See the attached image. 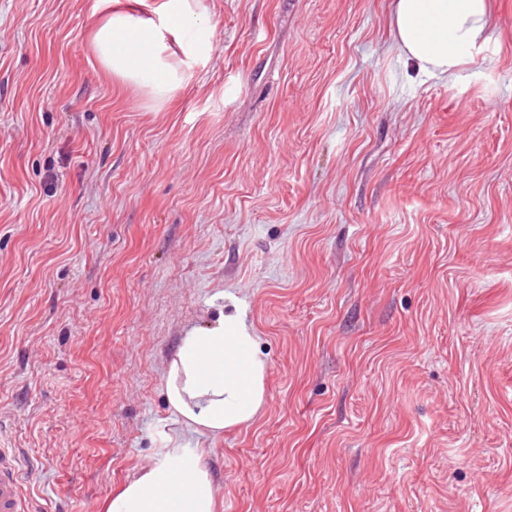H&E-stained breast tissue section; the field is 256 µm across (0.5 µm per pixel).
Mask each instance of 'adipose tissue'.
I'll return each mask as SVG.
<instances>
[{
    "label": "adipose tissue",
    "mask_w": 512,
    "mask_h": 512,
    "mask_svg": "<svg viewBox=\"0 0 512 512\" xmlns=\"http://www.w3.org/2000/svg\"><path fill=\"white\" fill-rule=\"evenodd\" d=\"M492 20L490 0H395L398 56L426 77L452 81L480 47ZM214 25L201 0H125L108 9L92 43L102 68L147 90L159 105L175 100L198 60L212 50ZM267 361L241 311L218 312L188 328L167 363L170 413L192 432L217 437L250 424L265 398ZM200 454L172 440L152 466L106 502L105 512H217Z\"/></svg>",
    "instance_id": "ef3b65f1"
}]
</instances>
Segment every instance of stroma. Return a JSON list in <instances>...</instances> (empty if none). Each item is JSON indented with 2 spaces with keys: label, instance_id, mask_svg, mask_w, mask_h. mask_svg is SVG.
Instances as JSON below:
<instances>
[{
  "label": "stroma",
  "instance_id": "obj_1",
  "mask_svg": "<svg viewBox=\"0 0 512 512\" xmlns=\"http://www.w3.org/2000/svg\"><path fill=\"white\" fill-rule=\"evenodd\" d=\"M156 105L98 0H0V444L34 512H103L169 439L219 512H512V0L458 78L393 0H205ZM233 294L262 408L186 432L163 375Z\"/></svg>",
  "mask_w": 512,
  "mask_h": 512
}]
</instances>
